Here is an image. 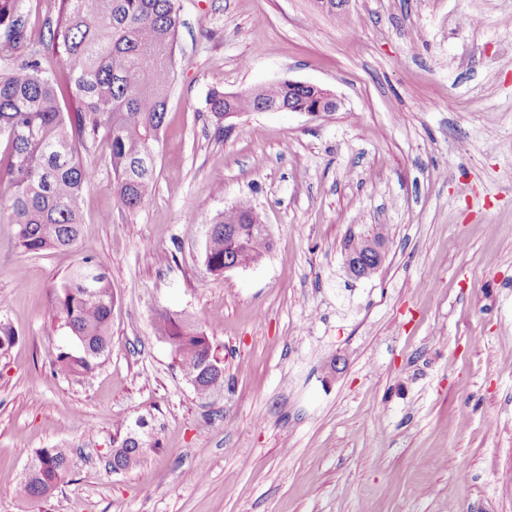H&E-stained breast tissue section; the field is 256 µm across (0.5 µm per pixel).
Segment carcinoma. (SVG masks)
<instances>
[{"label": "carcinoma", "instance_id": "1", "mask_svg": "<svg viewBox=\"0 0 512 512\" xmlns=\"http://www.w3.org/2000/svg\"><path fill=\"white\" fill-rule=\"evenodd\" d=\"M177 0H59L44 54H30L0 73V137L9 149L0 163L8 216L17 226V245L26 253L46 249L78 252L73 271L49 301L50 318L63 323L74 346L59 350L54 375L92 371L112 351L115 292L97 258L80 250L79 201L95 176L82 157L86 142L106 149L116 198L134 210L155 188V150L167 116L174 76V52L181 26ZM23 0H0V31L17 48L26 39ZM69 71L76 106L62 109L49 58ZM207 105L218 132L229 112L288 109V82L241 93L214 88ZM260 214L247 201L230 214H218L205 241L207 266L217 270L235 262L264 258L270 239L257 231ZM156 334L169 341L174 360L195 390L206 394L224 384L209 336L160 312ZM109 455L105 468L124 471L140 462L143 442L128 436ZM73 458L61 448L35 453L16 485L18 498H42L72 471Z\"/></svg>", "mask_w": 512, "mask_h": 512}]
</instances>
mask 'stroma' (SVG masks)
Wrapping results in <instances>:
<instances>
[{"label":"stroma","instance_id":"obj_1","mask_svg":"<svg viewBox=\"0 0 512 512\" xmlns=\"http://www.w3.org/2000/svg\"><path fill=\"white\" fill-rule=\"evenodd\" d=\"M182 25L156 187L121 208L99 145L81 246L116 293L112 352L53 374L47 309L75 253L16 245L0 206V512H512V0H178ZM57 0H24L39 51ZM315 84L337 111L244 112L212 88ZM247 200L273 248L222 273L217 213ZM383 235L368 278L348 245ZM206 333L224 385L198 394L156 312ZM141 462L107 472L127 434ZM41 448L67 484L15 495ZM466 480H458L459 470Z\"/></svg>","mask_w":512,"mask_h":512}]
</instances>
